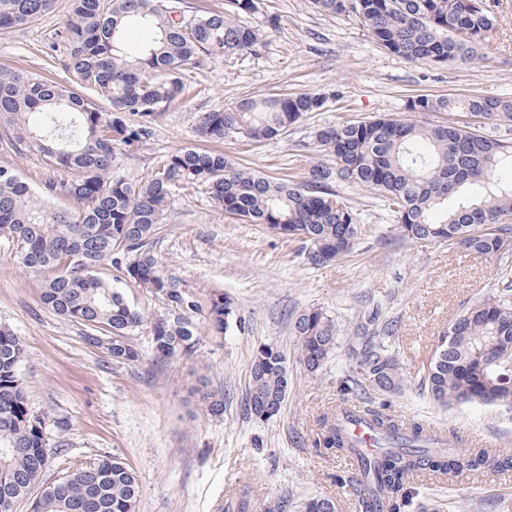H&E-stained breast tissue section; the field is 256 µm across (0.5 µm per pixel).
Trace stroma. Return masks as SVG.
Masks as SVG:
<instances>
[{
	"label": "stroma",
	"mask_w": 512,
	"mask_h": 512,
	"mask_svg": "<svg viewBox=\"0 0 512 512\" xmlns=\"http://www.w3.org/2000/svg\"><path fill=\"white\" fill-rule=\"evenodd\" d=\"M249 25L280 19L260 54L217 60L186 69L189 91L167 109L147 149L122 172L140 177L169 152L207 148L196 122L200 113L222 110L251 97L315 92L327 107L308 115L278 141L227 140L217 149L239 165L280 177H301L315 154L314 129L375 115L407 118L410 97L479 94L512 97V0H494L499 25L483 60L433 67L386 53L355 17L316 12L310 0H258ZM69 16V0L32 23L0 30V73L61 72L43 57ZM343 195L361 209L364 227L349 256L314 266L298 257V245L256 224L225 218L208 194L176 190L156 253L166 275L208 302L222 293L235 304L224 335L210 331L205 313L194 315L203 342L190 357L157 362L151 338L129 342L135 362H116L88 343L80 324L60 318L41 299V281L25 272L15 249L0 239V327L21 336L20 374L31 411L53 419L49 461L42 485L57 482L80 464L122 459L140 486L136 512H220L224 503L246 500L247 512H300L313 496L334 498L339 512H353L348 460L317 447L318 420L342 401L341 377L353 371L349 351L369 314L390 325L389 341L403 367V390L389 398L395 414L426 426L467 431L512 456V407L444 408L417 389L424 365L441 343L452 318L483 297L512 256L489 258L444 245L400 240L374 191L346 186ZM333 319L338 348L317 374L298 362L289 331L306 310ZM264 344L287 357L288 397L268 421L247 411L246 389L253 356ZM222 388L224 414L207 413L190 387L197 374ZM442 497L444 512H512V469L464 473L453 481L425 480Z\"/></svg>",
	"instance_id": "35a3bbf8"
}]
</instances>
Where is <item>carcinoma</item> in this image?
Returning a JSON list of instances; mask_svg holds the SVG:
<instances>
[{"mask_svg":"<svg viewBox=\"0 0 512 512\" xmlns=\"http://www.w3.org/2000/svg\"><path fill=\"white\" fill-rule=\"evenodd\" d=\"M55 0H0V29L27 24L50 11ZM329 15L354 16L387 53L430 66L472 63L483 58L498 19L490 0H313ZM257 0H225L224 10L190 14L182 0H70V18L58 34L61 58L48 55L65 77L0 74V128L6 148L37 156L46 172L35 186L0 164V237L16 249L19 264L42 278V300L56 315L85 328L87 342L118 362L139 354L127 342L138 330L151 336L156 360L191 354L199 341L192 317L202 305L167 276L155 254L173 192L203 186L226 215L258 224L299 242V254L325 265L349 254L362 232L359 209L341 189L359 185L377 193L393 216L398 237L413 243L503 258L512 252V139L481 135L469 123L433 124L376 115L324 126L313 132L322 156L301 179L274 178L249 170L224 153L185 147L165 156L134 180L120 174L122 162L154 140L164 111L186 90L183 71L230 56L257 55L278 18L267 26L240 23ZM139 26L151 39L132 43ZM328 97L312 92L250 98L222 111L199 115L197 130L208 141L264 142L288 136L304 117L323 110ZM410 112H465L512 127V98L418 95ZM65 176H59V173ZM66 198L57 210L44 196ZM109 264L124 281L166 306L145 316L123 289L99 277ZM234 311L214 295L208 325L224 334ZM452 339L435 351L421 377L427 397L441 406L512 404V271L503 270L491 294L464 309L448 326ZM299 362L318 372L337 348L334 322L310 309L291 323ZM22 339L0 328V503L26 499L47 462V415L29 412L19 365ZM360 378L373 392L361 408L377 434L379 452L360 457L357 475L367 492L355 512H401L414 504L420 477L456 476L491 465L486 448L432 446L418 420L393 414L385 400L402 391L399 359L381 336L362 337ZM209 414L224 413V392L199 377ZM288 394L286 356L260 347L251 363L248 411L261 420L279 414ZM318 442L349 454L353 445L326 415ZM135 473L116 458L73 468L34 500L33 512H136ZM304 512H336L328 497H313Z\"/></svg>","mask_w":512,"mask_h":512,"instance_id":"cac0c4a2","label":"carcinoma"}]
</instances>
